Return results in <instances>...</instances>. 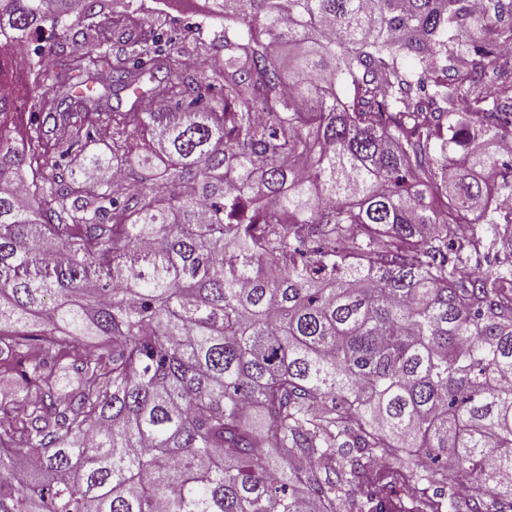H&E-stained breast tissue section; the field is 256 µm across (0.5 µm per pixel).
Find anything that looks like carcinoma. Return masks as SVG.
I'll list each match as a JSON object with an SVG mask.
<instances>
[{"mask_svg":"<svg viewBox=\"0 0 512 512\" xmlns=\"http://www.w3.org/2000/svg\"><path fill=\"white\" fill-rule=\"evenodd\" d=\"M195 8L209 79L163 31L112 53L118 0H0V512H386L390 461L435 465L409 512H512L509 32L460 0Z\"/></svg>","mask_w":512,"mask_h":512,"instance_id":"cac0c4a2","label":"carcinoma"}]
</instances>
